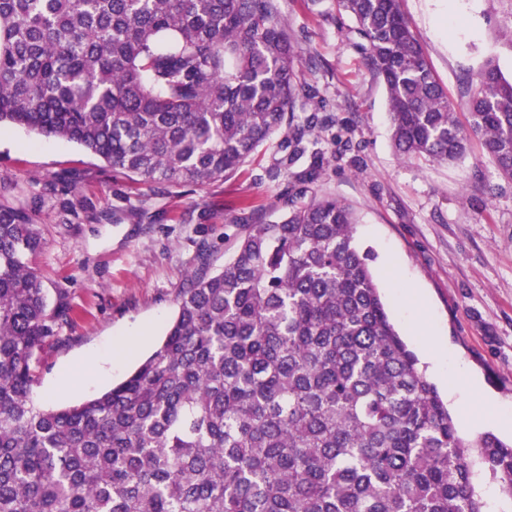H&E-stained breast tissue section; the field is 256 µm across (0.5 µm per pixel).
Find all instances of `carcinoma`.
Masks as SVG:
<instances>
[{"label": "carcinoma", "instance_id": "cac0c4a2", "mask_svg": "<svg viewBox=\"0 0 512 512\" xmlns=\"http://www.w3.org/2000/svg\"><path fill=\"white\" fill-rule=\"evenodd\" d=\"M388 95L398 156L462 159L470 134L512 181V78L472 74L467 124L400 0H335ZM279 0H0V126L74 143L162 192L235 176L275 134L303 156L319 89L296 70ZM0 201V512H484L512 501V444L459 436L391 322L334 196L248 225L191 275L162 343L80 404L35 403L48 308L35 211ZM480 493L485 502V510L489 512H512L510 502L501 495L499 483L489 477L481 481Z\"/></svg>", "mask_w": 512, "mask_h": 512}]
</instances>
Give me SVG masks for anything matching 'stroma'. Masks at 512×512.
Segmentation results:
<instances>
[{
	"label": "stroma",
	"mask_w": 512,
	"mask_h": 512,
	"mask_svg": "<svg viewBox=\"0 0 512 512\" xmlns=\"http://www.w3.org/2000/svg\"><path fill=\"white\" fill-rule=\"evenodd\" d=\"M300 47L299 69L320 106H297L299 121L333 116L316 129L324 152L310 191L335 195L360 216L355 241L390 317L437 386L466 440L490 431L512 440V181L500 177L471 137L453 164L399 158L391 142L386 88L358 48L351 19L334 0H280ZM426 59L453 102L487 58L512 75L502 46L512 0H402ZM278 138L240 172L204 190L165 195L113 180L97 157L56 137L0 127L5 198L20 203L51 181L37 213L47 245L30 256L50 307L73 309L59 340L41 354V404L61 407L122 381L164 337L188 272L215 271L233 256L245 225L240 207L276 219L302 158L270 173ZM107 211L111 221L93 220Z\"/></svg>",
	"instance_id": "stroma-1"
}]
</instances>
